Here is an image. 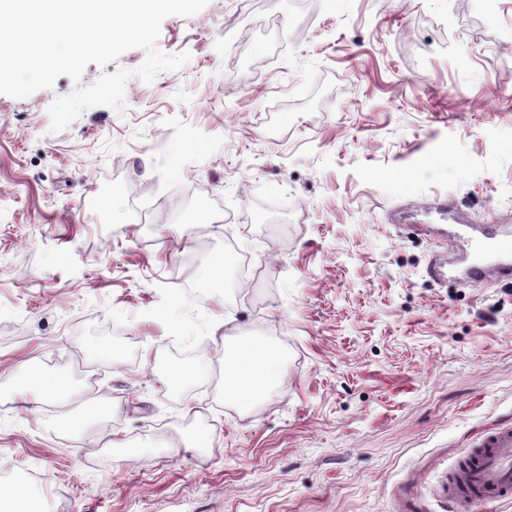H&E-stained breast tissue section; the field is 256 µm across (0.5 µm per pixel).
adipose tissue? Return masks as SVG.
<instances>
[{"label": "adipose tissue", "mask_w": 512, "mask_h": 512, "mask_svg": "<svg viewBox=\"0 0 512 512\" xmlns=\"http://www.w3.org/2000/svg\"><path fill=\"white\" fill-rule=\"evenodd\" d=\"M274 359L270 350H257L246 344L233 350L228 357L230 373L225 380V395L240 401L257 397L268 382L267 369Z\"/></svg>", "instance_id": "ef3b65f1"}]
</instances>
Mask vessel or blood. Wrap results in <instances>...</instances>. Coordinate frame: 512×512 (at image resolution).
Listing matches in <instances>:
<instances>
[{
  "mask_svg": "<svg viewBox=\"0 0 512 512\" xmlns=\"http://www.w3.org/2000/svg\"><path fill=\"white\" fill-rule=\"evenodd\" d=\"M425 220L416 222L420 234L463 246V257L440 250L428 274L438 281L462 280L478 286L488 282H512V227L505 224L466 223L450 197L436 194L426 202ZM472 462L456 471L448 496L469 503L494 502L512 498V428L498 427L476 442Z\"/></svg>",
  "mask_w": 512,
  "mask_h": 512,
  "instance_id": "1",
  "label": "vessel or blood"
}]
</instances>
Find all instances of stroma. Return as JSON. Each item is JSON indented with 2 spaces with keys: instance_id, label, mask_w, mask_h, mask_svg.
Here are the masks:
<instances>
[{
  "instance_id": "stroma-1",
  "label": "stroma",
  "mask_w": 512,
  "mask_h": 512,
  "mask_svg": "<svg viewBox=\"0 0 512 512\" xmlns=\"http://www.w3.org/2000/svg\"><path fill=\"white\" fill-rule=\"evenodd\" d=\"M468 3L209 0L163 21L190 60L130 78L123 111L50 130L138 48L0 94L1 487L43 512H512L448 501L512 426V283H433L438 243L391 219L441 193L512 222V0ZM231 241L250 278L215 272ZM242 344L281 359L246 405Z\"/></svg>"
}]
</instances>
